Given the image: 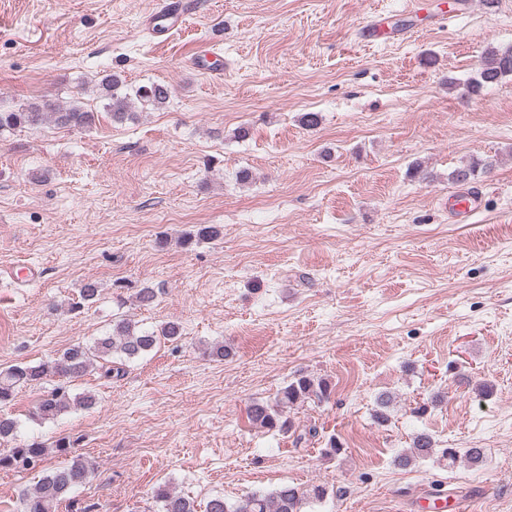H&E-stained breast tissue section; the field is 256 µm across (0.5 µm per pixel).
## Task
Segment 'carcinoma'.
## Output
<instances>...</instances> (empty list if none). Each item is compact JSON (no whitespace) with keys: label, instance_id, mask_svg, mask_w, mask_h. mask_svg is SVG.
<instances>
[{"label":"carcinoma","instance_id":"cac0c4a2","mask_svg":"<svg viewBox=\"0 0 512 512\" xmlns=\"http://www.w3.org/2000/svg\"><path fill=\"white\" fill-rule=\"evenodd\" d=\"M511 74L512 49L491 51L483 57L480 69L465 84V90L470 94L478 93ZM121 86L122 80L117 75L108 74L101 79L98 88L104 108L118 121L129 116L136 103L143 108L159 110L171 96L170 88L161 83L141 86L133 95L120 91ZM46 121L61 127L87 129L92 127L95 116L77 102L61 105L46 98L12 109H0V132L33 129ZM488 168L487 164L472 162L455 169L452 179L457 183H468ZM220 235V226L201 225L185 240V244H190L194 238L199 241L214 240ZM180 336V324L174 321L163 324L158 331L150 332L139 329L130 321L120 320L112 327V333L100 336L90 344L76 342L47 360L35 364L20 363L0 371V407L10 404L19 389L52 378L73 381L97 370L107 380L118 379L125 373V363L150 352L162 339L176 341ZM330 393L327 381L301 375L280 390L274 404H252L249 417L252 423L262 428L288 433L294 430L291 410L309 401L322 402L328 399ZM94 404L92 393L82 392L73 396L66 387L60 386L39 402L35 416L41 420H52L73 405L88 408ZM46 451L47 448L36 440L19 442L6 451H0V470L23 472L33 469L43 460ZM483 457L481 448L462 451L439 448L432 435L422 432L413 437L410 450L397 455L395 462L407 468L419 460L434 459L450 467L463 458L476 467L483 462ZM89 473L88 463L79 456L43 473L35 488L23 495L21 512H57L59 504L87 480ZM328 494V487L324 485L303 489L284 484L269 494L255 492L232 503L225 501L222 496H214L207 501L205 512H306V506L324 500ZM154 497L161 504L162 512H196L194 502L176 494L166 484L155 487Z\"/></svg>","mask_w":512,"mask_h":512}]
</instances>
